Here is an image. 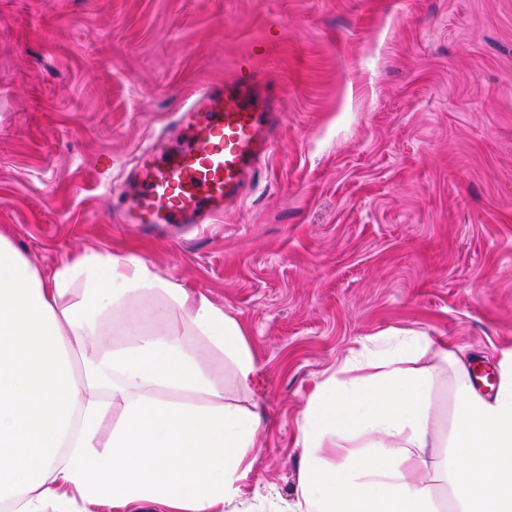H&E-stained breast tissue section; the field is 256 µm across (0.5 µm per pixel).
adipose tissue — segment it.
I'll list each match as a JSON object with an SVG mask.
<instances>
[{
	"mask_svg": "<svg viewBox=\"0 0 512 512\" xmlns=\"http://www.w3.org/2000/svg\"><path fill=\"white\" fill-rule=\"evenodd\" d=\"M430 356L456 392L446 443ZM223 359L248 383L245 327L143 257L83 252L45 272L0 233V512H236L262 445L256 414L224 403ZM298 442L289 512H435L437 473L457 512H512V358L489 398L447 346L395 336L317 385ZM445 445L452 464L428 460Z\"/></svg>",
	"mask_w": 512,
	"mask_h": 512,
	"instance_id": "ef3b65f1",
	"label": "adipose tissue"
}]
</instances>
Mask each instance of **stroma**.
<instances>
[{
    "label": "stroma",
    "mask_w": 512,
    "mask_h": 512,
    "mask_svg": "<svg viewBox=\"0 0 512 512\" xmlns=\"http://www.w3.org/2000/svg\"><path fill=\"white\" fill-rule=\"evenodd\" d=\"M266 74L262 180L220 223H117L129 162L196 86ZM0 232L52 269L130 252L248 330V495L294 500L298 420L413 330L492 385L512 352V0H0Z\"/></svg>",
    "instance_id": "stroma-1"
}]
</instances>
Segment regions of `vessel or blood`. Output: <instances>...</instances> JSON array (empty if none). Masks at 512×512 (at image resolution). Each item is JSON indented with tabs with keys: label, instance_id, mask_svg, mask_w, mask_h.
Returning a JSON list of instances; mask_svg holds the SVG:
<instances>
[{
	"label": "vessel or blood",
	"instance_id": "vessel-or-blood-1",
	"mask_svg": "<svg viewBox=\"0 0 512 512\" xmlns=\"http://www.w3.org/2000/svg\"><path fill=\"white\" fill-rule=\"evenodd\" d=\"M281 119L278 95L256 72L219 88L198 85L174 114L176 143L138 149L124 221L146 230L217 223L276 150Z\"/></svg>",
	"mask_w": 512,
	"mask_h": 512
}]
</instances>
